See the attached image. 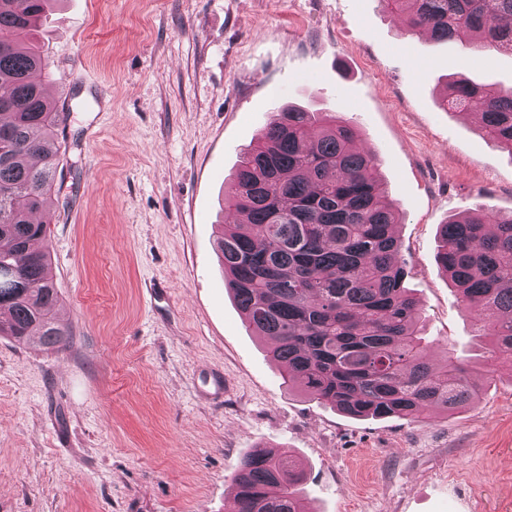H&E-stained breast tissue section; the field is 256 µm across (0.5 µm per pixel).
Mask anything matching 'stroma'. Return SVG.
I'll list each match as a JSON object with an SVG mask.
<instances>
[{
	"label": "stroma",
	"instance_id": "1",
	"mask_svg": "<svg viewBox=\"0 0 512 512\" xmlns=\"http://www.w3.org/2000/svg\"><path fill=\"white\" fill-rule=\"evenodd\" d=\"M37 44L63 109L47 245L73 337L0 336V512H226L255 447L294 450L318 512H512V361L488 365L436 261L440 224L512 211V155L436 99L457 73L512 88V54L406 35L379 0H54ZM288 103L342 113L378 157L422 333L470 365L472 406L350 418L283 390L243 327L224 189Z\"/></svg>",
	"mask_w": 512,
	"mask_h": 512
}]
</instances>
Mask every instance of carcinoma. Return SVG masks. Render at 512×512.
I'll return each instance as SVG.
<instances>
[{"label":"carcinoma","instance_id":"carcinoma-1","mask_svg":"<svg viewBox=\"0 0 512 512\" xmlns=\"http://www.w3.org/2000/svg\"><path fill=\"white\" fill-rule=\"evenodd\" d=\"M50 0H0V335L58 352L72 330L55 315L50 254L34 247L58 193L61 113L38 73L36 28ZM406 31L438 42L469 32V47L512 53V0H379ZM469 108L512 155V89L461 74L438 96ZM357 127L336 112L288 107L240 152L215 243L245 327L270 341L282 386L356 418L426 422L480 395L469 366L444 351L429 361L419 301L405 287L399 209L376 156L354 147ZM437 260L458 289L492 359L512 358V212L487 205L440 225ZM290 448H255L230 479L227 512H316Z\"/></svg>","mask_w":512,"mask_h":512}]
</instances>
